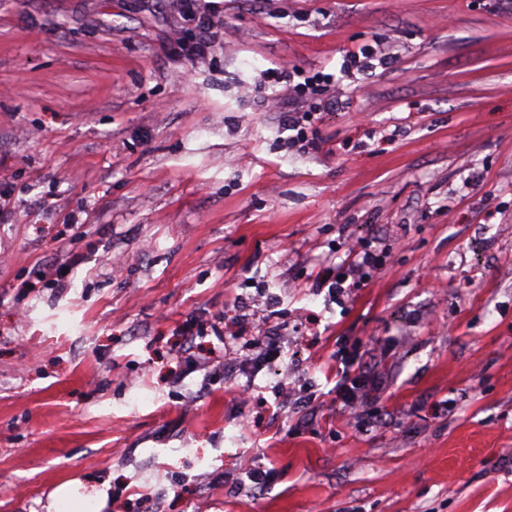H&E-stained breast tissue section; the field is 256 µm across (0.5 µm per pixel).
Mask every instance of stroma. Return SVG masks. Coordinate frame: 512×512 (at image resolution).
<instances>
[{
  "label": "stroma",
  "mask_w": 512,
  "mask_h": 512,
  "mask_svg": "<svg viewBox=\"0 0 512 512\" xmlns=\"http://www.w3.org/2000/svg\"><path fill=\"white\" fill-rule=\"evenodd\" d=\"M216 3L201 63L173 0H0V512L75 480L101 512H512V0ZM376 43L289 146L266 70ZM345 231L383 267L339 303L310 283ZM49 265L69 288L28 289ZM260 290L279 374L197 367L184 328ZM358 341L383 388L354 413ZM388 60H390L388 54L382 53L371 45H366L357 52L347 53V68L354 66L357 70H372L376 67L374 61H378V64H386ZM360 343L349 354L336 355V401L349 409L363 407L367 392L373 385L365 362L366 351H360Z\"/></svg>",
  "instance_id": "35a3bbf8"
}]
</instances>
